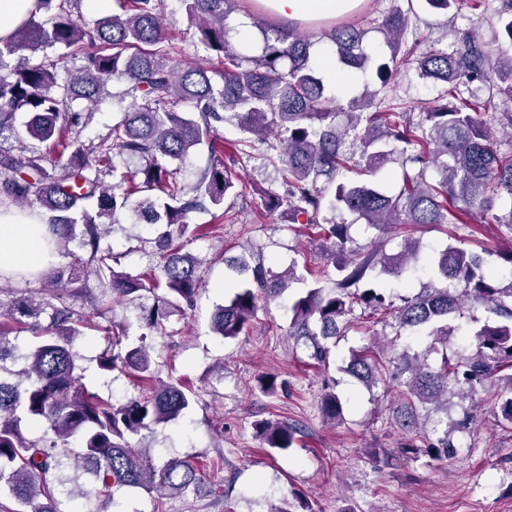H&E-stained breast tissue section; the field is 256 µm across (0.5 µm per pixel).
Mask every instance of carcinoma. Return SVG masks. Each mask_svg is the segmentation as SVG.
<instances>
[{
    "mask_svg": "<svg viewBox=\"0 0 512 512\" xmlns=\"http://www.w3.org/2000/svg\"><path fill=\"white\" fill-rule=\"evenodd\" d=\"M39 12L8 40H0V138L15 133V115L29 114L26 130L41 151L26 146L0 151V198L20 207L36 208L47 221L45 247L53 258L80 238L87 258L76 256L66 266L50 262L51 287L37 299L24 289L0 310V491L14 500L12 512H88L91 501H114L124 488H139L159 499L193 495L217 496V487L188 460L170 459L158 467L147 453L129 443L132 436H153L177 419L198 395L181 382L159 379L146 335L123 343L127 325L110 317L96 330L108 338L98 358L104 374L118 370L140 387L138 395L115 404L88 389L73 350L74 339L89 325L78 299L87 296L85 273L97 278L102 301L113 296L132 305L142 293L156 305L142 316L143 326L157 329L169 310L194 301L202 287L198 266L184 248L199 236L190 214L239 194L241 178L224 156L236 158L257 139L278 166L288 193L264 191L263 211L277 213L289 224L318 225L330 241L335 270L333 287L323 278L307 283L293 262L275 271L243 256L238 268L250 274L231 286L224 304L215 308L210 330L226 340L240 336L255 318L259 296L278 297L301 286L288 305V335L305 344L310 358L322 362L328 342L342 335L354 306L382 311L391 317L396 335L407 331L426 343L416 353L403 349L395 356L400 381L396 420L414 433L403 447L434 458L456 452L448 430L431 438L418 431L420 411L448 409V394H474L488 384L497 394L502 419L512 425V252L498 253L503 264L468 249L448 244L421 254L420 242L405 239L394 255L383 253V241L366 253L347 252L355 214L366 228L388 234L402 224H467L487 221L512 233V207L493 212L502 194L512 198V153L498 149L497 131H512V113L482 116V104L458 96L459 86L495 76L499 90L512 98V53L491 54L484 44L467 39L456 51L432 48L414 59L422 79L440 87L437 105L401 122L392 113L373 109L372 98H354L343 112L329 105L322 78L316 74L315 43L298 24L287 27L253 21L260 46L246 50L232 43L226 21L240 0H180L189 26L213 52L210 66L174 63L177 47L166 33L162 0H116L121 12L89 24L80 0H38ZM392 0L379 32L390 48V62L376 65V76L388 87L394 71L408 61L400 54L405 34L416 15L413 0ZM500 30L512 46V0L501 10ZM368 30L339 23L324 38L338 63L366 71L372 58L364 48ZM44 52L32 65L29 54ZM81 65L59 73L58 64ZM125 85L119 97L130 99L121 119L98 142L80 140L82 113L76 101L96 102L108 82ZM235 121L242 138L228 141L216 123ZM201 145L208 164L191 187L178 178L182 166ZM138 164L133 173L119 170L115 156ZM401 158L402 185L389 194L373 180L388 163ZM417 164L416 172L407 164ZM435 170L426 181L424 169ZM112 181L107 182L104 177ZM142 197L133 199L136 194ZM96 199L89 214L83 203ZM120 213L135 223L161 224L160 261L132 275L115 269L119 257L100 248L108 224ZM423 267L427 281L419 292L400 299L378 284L384 275L411 282ZM508 278L506 286L500 285ZM401 304H396V301ZM480 305L494 316L477 328L456 322L467 305ZM27 329L35 342L19 345L10 339ZM470 336L472 347L448 355V337ZM442 352L440 367L428 356ZM379 352L364 347L350 353L339 369L367 387L384 380ZM286 381L276 376L259 380L260 390L276 396ZM322 412L342 419L344 405L334 392L323 395ZM34 424L39 437L28 435ZM254 428L264 445L279 451L293 447L298 428L259 421ZM75 443L77 448L70 447ZM69 484L73 508L56 497Z\"/></svg>",
    "mask_w": 512,
    "mask_h": 512,
    "instance_id": "1",
    "label": "carcinoma"
}]
</instances>
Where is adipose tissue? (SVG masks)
I'll return each instance as SVG.
<instances>
[{
    "label": "adipose tissue",
    "mask_w": 512,
    "mask_h": 512,
    "mask_svg": "<svg viewBox=\"0 0 512 512\" xmlns=\"http://www.w3.org/2000/svg\"><path fill=\"white\" fill-rule=\"evenodd\" d=\"M271 14L286 20L320 21L333 19L354 11L363 0H258ZM41 213L0 208V272L16 269H37L46 259L38 227L44 226Z\"/></svg>",
    "instance_id": "adipose-tissue-1"
}]
</instances>
